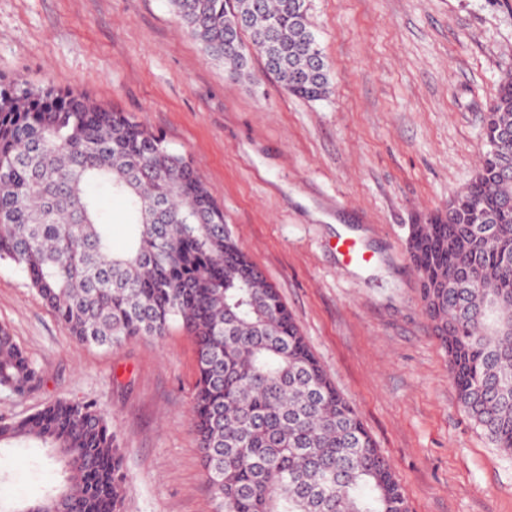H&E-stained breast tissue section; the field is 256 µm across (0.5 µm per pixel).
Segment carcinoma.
Here are the masks:
<instances>
[{
    "label": "carcinoma",
    "instance_id": "1",
    "mask_svg": "<svg viewBox=\"0 0 512 512\" xmlns=\"http://www.w3.org/2000/svg\"><path fill=\"white\" fill-rule=\"evenodd\" d=\"M183 31L235 78L250 51L291 95L322 100L331 80L308 22V0H171ZM248 35L243 41L241 34ZM485 151L448 205L415 224L410 261L460 408L512 456V72L484 126ZM107 186L111 218L89 195ZM496 218L486 237L482 216ZM128 246L112 249V223ZM0 260L30 286L76 342L117 347L193 338L194 429L218 512H408L377 448L268 283L224 224L189 160L124 112L53 86L0 81ZM473 267L480 280L464 281ZM44 371L0 326V388L22 396ZM34 443L64 466V483L26 512H125L124 450L94 404L57 400L0 418V444Z\"/></svg>",
    "mask_w": 512,
    "mask_h": 512
}]
</instances>
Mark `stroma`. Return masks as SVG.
<instances>
[{
    "label": "stroma",
    "instance_id": "obj_1",
    "mask_svg": "<svg viewBox=\"0 0 512 512\" xmlns=\"http://www.w3.org/2000/svg\"><path fill=\"white\" fill-rule=\"evenodd\" d=\"M309 17L332 82L317 101L286 93L256 56L249 77L232 79L169 0H0V78L81 91L192 162L389 461L409 512H512V457L460 409L406 250L410 225L477 168L487 108L512 69V0H309ZM343 233L366 251L364 267L340 261ZM0 325L46 372L25 395L0 389V414L95 403L125 450L127 512H214L185 330L78 344L8 261ZM9 455L1 499L59 484L39 449Z\"/></svg>",
    "mask_w": 512,
    "mask_h": 512
}]
</instances>
